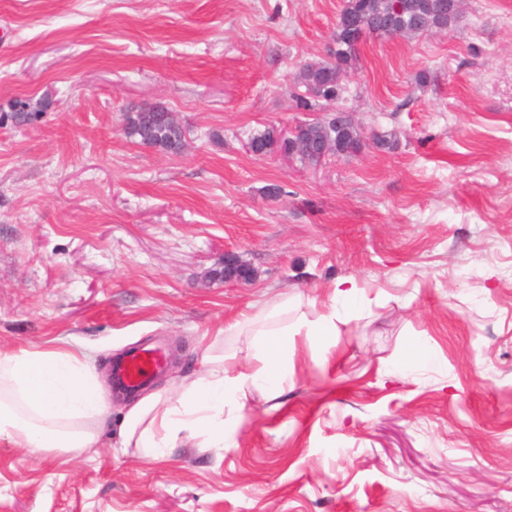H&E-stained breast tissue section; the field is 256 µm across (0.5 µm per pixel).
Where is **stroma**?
I'll return each mask as SVG.
<instances>
[{
  "label": "stroma",
  "instance_id": "35a3bbf8",
  "mask_svg": "<svg viewBox=\"0 0 512 512\" xmlns=\"http://www.w3.org/2000/svg\"><path fill=\"white\" fill-rule=\"evenodd\" d=\"M342 5L0 0V350L79 345L105 376L161 342L155 391L237 319H343L290 338L284 392L251 389L223 447L115 454L121 393L95 448L1 440L0 512H512V0L364 40L360 155L251 153L307 120L295 76ZM156 102L181 152L128 136ZM228 254L249 279H212Z\"/></svg>",
  "mask_w": 512,
  "mask_h": 512
}]
</instances>
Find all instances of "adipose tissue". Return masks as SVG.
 <instances>
[{
    "instance_id": "ef3b65f1",
    "label": "adipose tissue",
    "mask_w": 512,
    "mask_h": 512,
    "mask_svg": "<svg viewBox=\"0 0 512 512\" xmlns=\"http://www.w3.org/2000/svg\"><path fill=\"white\" fill-rule=\"evenodd\" d=\"M337 331L335 315L267 331L256 348L263 366L245 371L203 351L195 377L177 391H154L131 403L120 428L121 448L158 459L181 434L220 446L237 423L225 409L242 410L247 392L280 394L288 379V339H324ZM108 415L104 383L77 349L48 346L0 351V440L36 452H81L94 447Z\"/></svg>"
}]
</instances>
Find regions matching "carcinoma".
Instances as JSON below:
<instances>
[{"label":"carcinoma","mask_w":512,"mask_h":512,"mask_svg":"<svg viewBox=\"0 0 512 512\" xmlns=\"http://www.w3.org/2000/svg\"><path fill=\"white\" fill-rule=\"evenodd\" d=\"M450 0H343L334 33L335 48L327 60L304 63L297 83L304 92L295 95L299 110H326L336 103L342 91L341 77L358 52L356 34L391 35L405 30L418 36L432 30L451 27L458 12L449 8ZM312 138L319 142L334 139L340 145L360 143L352 125H326L322 120L310 122ZM127 134L140 144L175 152L184 146V130L164 105L154 104L137 110L130 118Z\"/></svg>","instance_id":"cac0c4a2"}]
</instances>
